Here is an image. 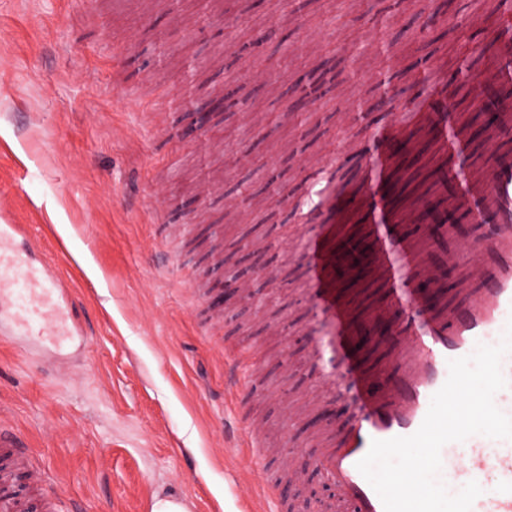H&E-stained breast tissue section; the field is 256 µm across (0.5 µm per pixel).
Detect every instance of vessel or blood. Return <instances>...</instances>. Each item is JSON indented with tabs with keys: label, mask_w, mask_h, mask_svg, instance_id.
<instances>
[{
	"label": "vessel or blood",
	"mask_w": 512,
	"mask_h": 512,
	"mask_svg": "<svg viewBox=\"0 0 512 512\" xmlns=\"http://www.w3.org/2000/svg\"><path fill=\"white\" fill-rule=\"evenodd\" d=\"M402 78L420 97L440 151L449 158L436 172L429 225H418L417 209L391 207L385 192L397 145L414 139L420 125L391 116L374 120L366 144L342 139L320 173L327 183L322 204L332 213L347 208L338 176L351 168L362 175L359 199L350 208L371 243L366 264L385 290L383 304L360 316L341 295L353 271L333 259L331 245L344 236V225L328 220L307 228L297 253L306 298L329 334L326 347H315L313 355L327 351L338 357L320 386L343 396L348 408L341 427H325L311 437L309 460L335 489L328 512H384L357 462L372 441L414 434L448 378L449 360L471 355L487 337L504 335L512 322V151L499 144L512 136V39L499 40L492 79H474L478 91L471 108H496L499 139L491 144L493 163L487 168L471 161L470 146L459 135L449 108L454 80L429 96L424 69H404ZM26 233L22 224L0 225V309L13 312L26 335L40 338L49 324L65 326L82 273L71 261L62 268L35 267L29 254L12 247ZM389 323L396 327L394 344L369 360L364 339ZM225 368L226 390L262 392L257 368L240 356L228 355ZM451 468L463 483L496 477L494 492L478 497L472 512H512L511 441L471 436ZM0 512H61L53 484L15 431L0 432Z\"/></svg>",
	"instance_id": "obj_1"
}]
</instances>
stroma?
Segmentation results:
<instances>
[{
	"label": "stroma",
	"instance_id": "stroma-1",
	"mask_svg": "<svg viewBox=\"0 0 512 512\" xmlns=\"http://www.w3.org/2000/svg\"><path fill=\"white\" fill-rule=\"evenodd\" d=\"M266 36L267 6L247 0H0V225L24 224L43 239L50 219L84 272L88 298L77 312L81 335L33 344L10 313L0 314V420L13 425L55 484L64 512H138L150 495L184 494L188 512H240V493L284 479L285 458L244 464L249 451L228 448V428L256 422L269 445L300 447L329 416L288 424L297 396L315 400L319 368L310 358L320 334L302 293L304 270L282 249L298 244L322 195L309 168L334 152L342 135L361 141L359 105L376 94L374 75L393 61L429 56L438 84L468 61L487 71L493 53L475 57L471 42L495 37L489 14L455 0L441 39L424 45L414 33L423 0L376 21L366 0H296ZM308 67L332 58L333 90L310 105L303 126L284 114L285 92L299 75L280 67V35ZM261 39L260 59L277 68V88L236 81L242 106L220 116L223 136L207 152L188 141L157 137L147 121L157 109L181 128L184 88L221 93L227 72L248 68L237 46ZM153 80L142 85L144 73ZM262 152L281 176L288 202L227 208L239 183L259 187L263 172L226 165L228 143ZM418 152L395 157L392 199L411 206L433 189L440 164L434 133ZM253 240L246 266L271 261L280 275L269 308L245 305L214 320L194 298L217 288L224 270L201 260L188 235ZM242 351L261 366L263 394L224 392V351ZM289 486L293 512H321L329 493L307 467Z\"/></svg>",
	"mask_w": 512,
	"mask_h": 512
}]
</instances>
